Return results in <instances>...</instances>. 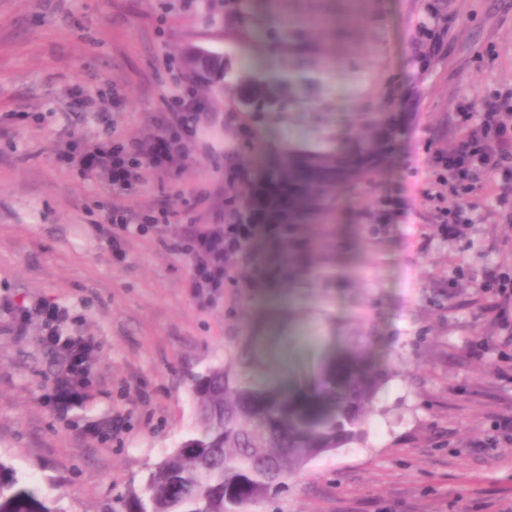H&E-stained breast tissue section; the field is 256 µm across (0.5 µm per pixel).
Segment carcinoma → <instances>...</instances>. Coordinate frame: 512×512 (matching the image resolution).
Returning a JSON list of instances; mask_svg holds the SVG:
<instances>
[{"mask_svg":"<svg viewBox=\"0 0 512 512\" xmlns=\"http://www.w3.org/2000/svg\"><path fill=\"white\" fill-rule=\"evenodd\" d=\"M225 11L243 25L250 0H224ZM434 36V23L419 22L414 54L424 53ZM301 33L274 31L278 51L288 60L279 85L298 94L322 86V72L302 49ZM291 98L271 94L254 99L245 114L252 125L271 112L282 113ZM370 116L351 137L330 132L308 148H285L279 169L270 178L288 188L268 200L273 212H287L277 228L275 253L284 273L306 260L310 266L326 254L310 236L309 218H322L336 197V171L357 168L365 177L377 165L374 156L385 153L381 135L369 128ZM257 153L253 144L240 145L224 154L225 174ZM225 215L235 213L254 223L251 210L238 204L244 193L236 182L225 183ZM250 275H267L265 253L257 243L240 255ZM239 370L211 366L192 377L196 403L195 432L144 476L140 486H130L102 501L96 512H246L258 502H272L288 489V479L312 460L359 439L368 410L388 376V370L359 354L332 361L322 368L316 388L282 392L258 388L246 378L248 354L237 355ZM0 512H62L42 500L35 490L19 485L14 470L0 461Z\"/></svg>","mask_w":512,"mask_h":512,"instance_id":"carcinoma-1","label":"carcinoma"}]
</instances>
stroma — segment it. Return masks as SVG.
<instances>
[{"label": "stroma", "instance_id": "obj_1", "mask_svg": "<svg viewBox=\"0 0 512 512\" xmlns=\"http://www.w3.org/2000/svg\"><path fill=\"white\" fill-rule=\"evenodd\" d=\"M202 3L0 0V460L64 512H96L194 428L190 374L236 370L245 351L254 383L291 391L314 386L330 359L367 349L390 373L361 439L311 461L258 512H512V432L500 427L512 418V306L491 308L476 290L488 271L512 273V209L481 183L471 230L451 239L424 195L440 190L427 160L457 138L456 112L512 92V0H253L243 35L208 24ZM430 11L445 24L416 61L415 27ZM271 15L305 27L348 78L329 88L330 112L292 103L247 129L233 97L263 94L267 67L284 70ZM192 46L220 54L226 69L201 94L208 110L190 159L129 199L170 211V234L223 207L227 147L258 141L270 170L277 144L391 116L388 163L337 193L331 217L312 226L336 250L323 272L275 286L240 271L216 299L195 295L160 237H129L115 263L98 229L112 197L97 178L56 166L73 135L96 139L112 126L132 145L151 137ZM361 74L373 94H357ZM389 199L397 208L372 232ZM45 302L67 308L63 334L98 346L87 398L63 418L44 402L61 354L43 346L38 315L20 329L13 314ZM118 413L122 433L85 435Z\"/></svg>", "mask_w": 512, "mask_h": 512}]
</instances>
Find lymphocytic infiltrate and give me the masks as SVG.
<instances>
[{"label":"lymphocytic infiltrate","mask_w":512,"mask_h":512,"mask_svg":"<svg viewBox=\"0 0 512 512\" xmlns=\"http://www.w3.org/2000/svg\"><path fill=\"white\" fill-rule=\"evenodd\" d=\"M204 112L205 106L192 87L180 86L171 92L167 112L154 119L157 134L138 146L112 135L92 142L74 135L57 149L54 161L81 175L97 176L106 193L128 197L148 176L168 174L185 157L202 126ZM456 124V142L448 152L433 156L430 166L452 200L440 210L439 229L459 237L473 223L471 196L479 177L512 180V96L486 95L458 113ZM169 224L167 212L141 214L115 205L107 213L101 232L113 259L120 262L126 257L123 244L128 236L158 235ZM253 231L250 224L225 223L220 214L209 224L183 226L171 249L187 261L195 294L212 298L221 293ZM38 312L45 330L44 345L65 353L48 395L54 408L63 409L82 399L96 345L93 340L61 333L59 326L68 316L66 308L45 303Z\"/></svg>","instance_id":"obj_1"}]
</instances>
